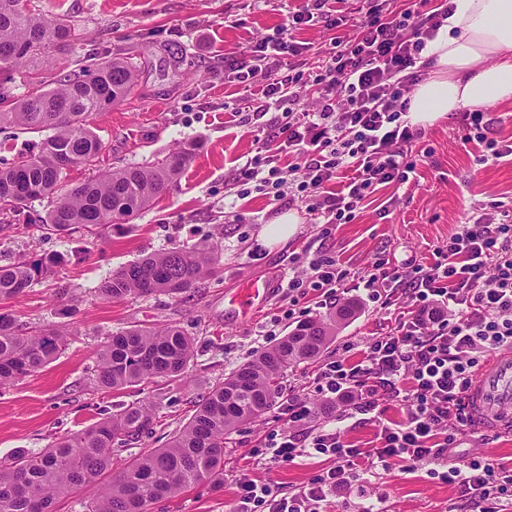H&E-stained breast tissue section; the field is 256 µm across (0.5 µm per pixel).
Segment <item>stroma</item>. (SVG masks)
<instances>
[{
  "label": "stroma",
  "mask_w": 512,
  "mask_h": 512,
  "mask_svg": "<svg viewBox=\"0 0 512 512\" xmlns=\"http://www.w3.org/2000/svg\"><path fill=\"white\" fill-rule=\"evenodd\" d=\"M297 0H34L35 9L79 23L82 42L75 52L50 53L44 75L72 72L78 54L109 41L114 52L141 63L132 96L92 119L104 148L93 168L68 171L70 183L98 171L146 166L156 155L197 141L201 149L180 181L133 221L46 233L40 227L48 204L27 203L16 213L0 214V265L24 257L53 262L50 275L8 301L20 324L37 330L61 328L68 343L58 358L32 376L0 388V457L37 452L74 435L138 401L154 406V429L131 451L113 454L122 464L129 453L165 447L193 412L201 395L216 381L270 345L267 330L283 336L297 323L326 316L317 292L300 299L293 318H285L287 283L305 270L320 248L346 262L355 281L344 299L358 311L338 332L319 359L290 366L280 394L256 419L236 429L224 444V482H202L176 497L154 504L151 512H235V482L240 477L279 484L291 493L306 485L320 465L306 458L284 467L249 465V453L269 430L288 425L282 405L302 394L320 404L315 393L321 364L356 362L368 338L393 326L397 310L368 302L356 280L366 275L381 249L397 259L429 261L482 208L512 198V161L479 163L463 146L458 120L443 118L424 129L416 182L399 191L380 190L361 217L334 226L330 238L304 203L275 201L251 193L241 198L226 186L233 169L257 154L269 135L268 116L242 123L239 113L252 104L244 84L225 77L228 59L249 60L255 45L287 23ZM298 224L286 243L266 246L259 236L265 224L285 212ZM217 244L220 262L197 288L179 297L156 294L121 301L100 300L95 290L113 270L146 255L177 246ZM252 278L271 284L264 305L252 318L226 314L229 296ZM176 326L194 340V355L183 381L121 389L95 381V352L108 334L133 326ZM461 460L483 457L512 467V434L485 430L462 438ZM382 500L384 512H480L460 485L430 478L425 471L377 470L365 480Z\"/></svg>",
  "instance_id": "stroma-1"
}]
</instances>
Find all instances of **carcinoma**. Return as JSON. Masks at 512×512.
Listing matches in <instances>:
<instances>
[{
    "label": "carcinoma",
    "mask_w": 512,
    "mask_h": 512,
    "mask_svg": "<svg viewBox=\"0 0 512 512\" xmlns=\"http://www.w3.org/2000/svg\"><path fill=\"white\" fill-rule=\"evenodd\" d=\"M69 17L42 14L30 0H0V71L26 68L38 75L45 54L64 53L79 39ZM139 64L105 49L88 54V64L52 84L18 98L0 85V125L22 134L50 130L35 155L23 156L0 169V213L18 211L33 199L49 198L41 220L51 233L77 227L130 221L166 195L200 149L197 143L176 148L150 166L114 168L71 188L63 178L73 166H92L103 142L92 116L134 92ZM218 245L176 247L147 255L112 272L96 289L107 301L178 296L212 273ZM49 266L23 258L0 266V301L18 296ZM345 303L324 318L307 320L261 350L252 360L210 386L198 400L182 430L165 448L127 460L112 470L114 447H129L153 429L150 404L136 402L67 436L36 454L0 457V512H55L57 498L99 482L87 512H149L156 502L203 481L224 482V440L241 424L263 413L281 389L292 364L316 358L354 317ZM67 345V334L55 330L31 334L0 307V386L31 376L54 360ZM194 341L176 326L134 327L109 335L97 351L96 381L104 388L180 381L193 356Z\"/></svg>",
    "instance_id": "cac0c4a2"
}]
</instances>
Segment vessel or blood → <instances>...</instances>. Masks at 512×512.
<instances>
[{
	"label": "vessel or blood",
	"instance_id": "1",
	"mask_svg": "<svg viewBox=\"0 0 512 512\" xmlns=\"http://www.w3.org/2000/svg\"><path fill=\"white\" fill-rule=\"evenodd\" d=\"M269 288L257 279L246 282L229 300L231 310L249 318L265 302ZM476 427L504 428L512 423V353L496 356L467 393Z\"/></svg>",
	"mask_w": 512,
	"mask_h": 512
}]
</instances>
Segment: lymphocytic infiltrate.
Wrapping results in <instances>:
<instances>
[{"label": "lymphocytic infiltrate", "instance_id": "lymphocytic-infiltrate-1", "mask_svg": "<svg viewBox=\"0 0 512 512\" xmlns=\"http://www.w3.org/2000/svg\"><path fill=\"white\" fill-rule=\"evenodd\" d=\"M453 10L452 0H406L397 10L390 0H371L356 22L336 0H299L288 24L256 44L250 62L226 64L239 82L261 83L257 110L273 115L269 146L235 169L230 187L241 196L258 191L278 200L301 192L327 237L331 225L354 222L378 189L410 185L422 137L405 119L411 91L425 75L420 61L428 40ZM303 25L335 30L328 56L308 70L278 74L282 58L300 55L294 32ZM460 121L462 142L474 145L479 162L512 158V137L501 136L488 113L468 109ZM286 154L303 158V165L283 167ZM349 276L337 256L321 250L307 275L289 278L288 299L312 290L324 304H338ZM363 288L380 307L402 304L406 316L367 340L356 363L322 366L316 392L336 408L327 425L312 426L311 403L291 395L287 429L268 431L250 453L268 467L303 457L332 459V467L288 495L275 484L239 478L236 512H319L361 473L395 465L408 472L427 467L430 477L465 487L478 503L512 490V468L479 458L462 467L453 461L472 424L463 392L485 358L512 352V200L493 202L460 225L428 264L379 255ZM397 399L406 404V419L379 422L375 447L346 442L342 422Z\"/></svg>", "mask_w": 512, "mask_h": 512}]
</instances>
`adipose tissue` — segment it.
Wrapping results in <instances>:
<instances>
[{
    "label": "adipose tissue",
    "mask_w": 512,
    "mask_h": 512,
    "mask_svg": "<svg viewBox=\"0 0 512 512\" xmlns=\"http://www.w3.org/2000/svg\"><path fill=\"white\" fill-rule=\"evenodd\" d=\"M422 56L432 65L411 99L412 125L512 99V0H455Z\"/></svg>",
    "instance_id": "ef3b65f1"
}]
</instances>
